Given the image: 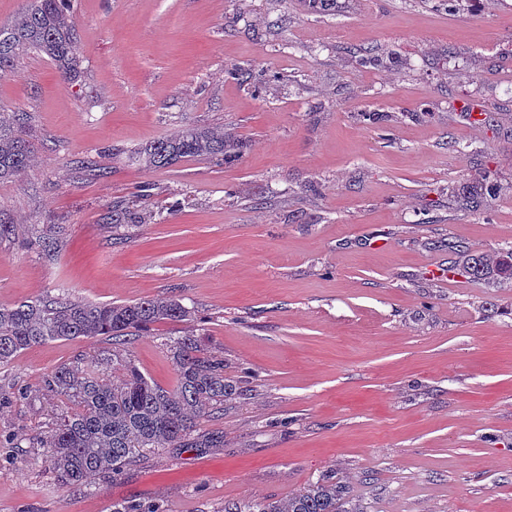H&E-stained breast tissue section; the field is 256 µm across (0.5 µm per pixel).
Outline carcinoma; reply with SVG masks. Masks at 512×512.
I'll use <instances>...</instances> for the list:
<instances>
[{
  "mask_svg": "<svg viewBox=\"0 0 512 512\" xmlns=\"http://www.w3.org/2000/svg\"><path fill=\"white\" fill-rule=\"evenodd\" d=\"M71 0H28L10 22L0 23V72H11L30 52L47 57L61 77L75 81L80 60ZM29 116L0 112V179L14 178L31 164L34 151L25 138ZM241 144L217 127L189 126L172 138L151 142L138 153L148 168L166 169L186 158L224 160ZM487 173L469 179L472 189L462 204L477 210L488 190ZM63 230L53 224H33L27 245L53 258ZM448 251L467 257L462 272L477 279L512 282V247L482 255L465 242L448 243ZM192 311L174 296L128 303L73 299L61 292L46 298L0 305V365H7L28 348L49 341L112 338V375L79 362L62 364L41 381L46 395L71 406L56 414L48 461L64 487L88 488L95 480L121 475L148 448H222L224 438L200 433V419L237 395L239 387L224 376V360L204 352L191 331L168 344L176 364L175 388H164L142 373L122 351L131 337L159 322L191 319ZM353 485L329 477L279 500L227 502L224 512H366L346 509ZM112 512H158L135 500L112 504Z\"/></svg>",
  "mask_w": 512,
  "mask_h": 512,
  "instance_id": "cac0c4a2",
  "label": "carcinoma"
}]
</instances>
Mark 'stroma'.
Listing matches in <instances>:
<instances>
[{"instance_id": "1", "label": "stroma", "mask_w": 512, "mask_h": 512, "mask_svg": "<svg viewBox=\"0 0 512 512\" xmlns=\"http://www.w3.org/2000/svg\"><path fill=\"white\" fill-rule=\"evenodd\" d=\"M83 73L24 56L0 112H27L35 160L0 216L66 229L52 260L0 242V305L69 293L174 295L194 308L131 339L176 382L191 331L242 387L201 422L220 448L143 452L121 478L62 488L39 388L108 339L58 340L0 367V512H223L349 476L370 512H512V283L449 276L450 240L512 245V0H72ZM375 49L378 66L359 62ZM485 124L467 119L470 111ZM380 113L377 122L364 120ZM191 125L241 143L224 162L136 158ZM92 158L95 177L77 167ZM496 183L452 206L470 174ZM150 185L147 199H136ZM147 214L112 227L111 210Z\"/></svg>"}]
</instances>
